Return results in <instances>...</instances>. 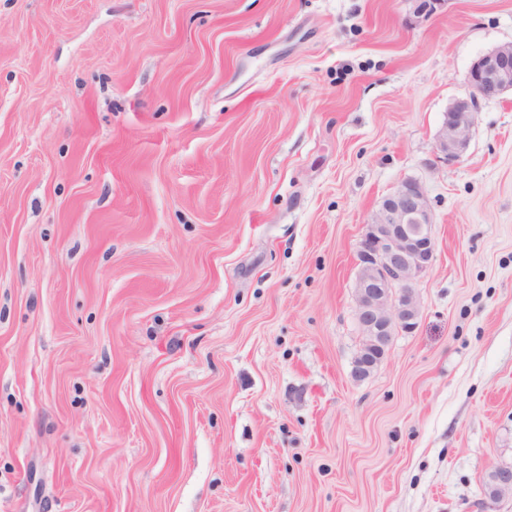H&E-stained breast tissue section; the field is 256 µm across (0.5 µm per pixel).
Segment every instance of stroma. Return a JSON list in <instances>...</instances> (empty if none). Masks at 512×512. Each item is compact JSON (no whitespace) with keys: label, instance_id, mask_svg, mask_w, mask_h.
<instances>
[{"label":"stroma","instance_id":"35a3bbf8","mask_svg":"<svg viewBox=\"0 0 512 512\" xmlns=\"http://www.w3.org/2000/svg\"><path fill=\"white\" fill-rule=\"evenodd\" d=\"M512 0H0V512H512ZM434 217L353 376L362 227ZM468 94L448 105L446 118L437 134L439 158L459 161L468 146L473 115L481 101L512 92V44L502 45L477 58L467 77Z\"/></svg>","mask_w":512,"mask_h":512}]
</instances>
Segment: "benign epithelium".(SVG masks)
<instances>
[{"mask_svg":"<svg viewBox=\"0 0 512 512\" xmlns=\"http://www.w3.org/2000/svg\"><path fill=\"white\" fill-rule=\"evenodd\" d=\"M467 82L468 94L448 105L437 134V154L448 163L463 157L480 102L512 92V44L477 58ZM433 224L423 187L404 179L363 225L355 284L356 318L364 337L354 362V375L359 379L382 362L397 330L410 331L416 325L418 305L413 288L434 261Z\"/></svg>","mask_w":512,"mask_h":512,"instance_id":"7a95c632","label":"benign epithelium"}]
</instances>
